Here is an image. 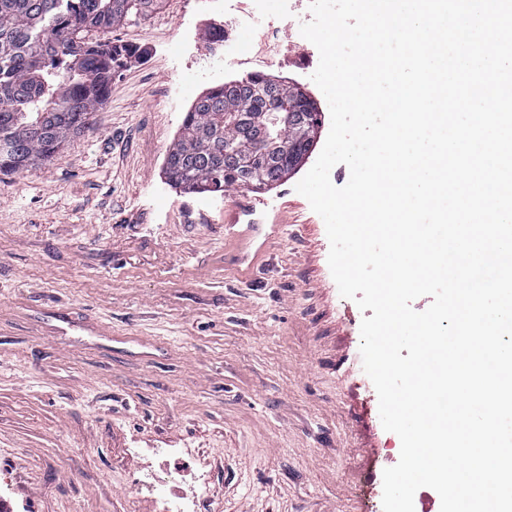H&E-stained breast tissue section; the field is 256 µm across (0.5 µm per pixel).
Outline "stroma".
Here are the masks:
<instances>
[{
  "mask_svg": "<svg viewBox=\"0 0 512 512\" xmlns=\"http://www.w3.org/2000/svg\"><path fill=\"white\" fill-rule=\"evenodd\" d=\"M161 0L112 41L146 48L108 102L48 162L0 172V512H155L151 471L203 469L209 512H383L397 464L363 370V313L332 277L323 219L295 186L313 159L237 211L240 188L183 194L164 175L204 76L219 16ZM248 61L323 111L312 43L280 16ZM287 230L252 285L224 261V227ZM159 448L177 449L170 461Z\"/></svg>",
  "mask_w": 512,
  "mask_h": 512,
  "instance_id": "35a3bbf8",
  "label": "stroma"
}]
</instances>
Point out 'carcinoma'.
Listing matches in <instances>:
<instances>
[{"label": "carcinoma", "instance_id": "cac0c4a2", "mask_svg": "<svg viewBox=\"0 0 512 512\" xmlns=\"http://www.w3.org/2000/svg\"><path fill=\"white\" fill-rule=\"evenodd\" d=\"M159 0H0V170L18 173L47 161L86 127L88 115L108 99L112 74L140 47L104 35L135 23ZM256 83L241 79L203 93L186 114L165 160L168 181L185 193L241 188L249 174L244 157L266 153L274 183L293 172L311 143L297 140L294 164L278 165L272 138L321 124L318 112H278L275 129L263 132L244 117L262 102ZM301 90L283 80L263 96L291 100Z\"/></svg>", "mask_w": 512, "mask_h": 512}]
</instances>
